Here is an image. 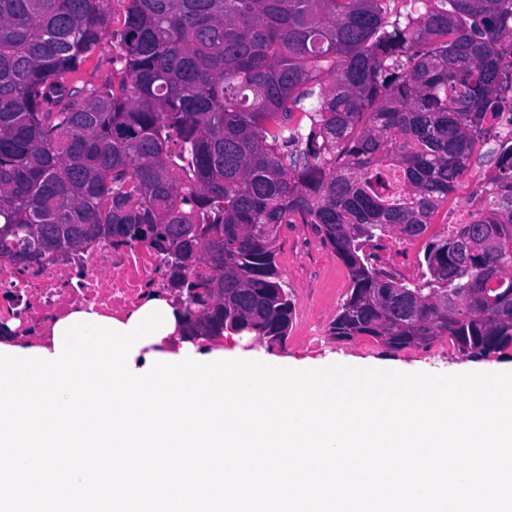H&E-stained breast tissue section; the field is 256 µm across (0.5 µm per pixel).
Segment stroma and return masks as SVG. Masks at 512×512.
<instances>
[{
  "instance_id": "stroma-1",
  "label": "stroma",
  "mask_w": 512,
  "mask_h": 512,
  "mask_svg": "<svg viewBox=\"0 0 512 512\" xmlns=\"http://www.w3.org/2000/svg\"><path fill=\"white\" fill-rule=\"evenodd\" d=\"M494 148L491 141L477 145L468 174L449 194L447 203L434 217L435 223H449L456 209L469 205L480 175L493 167ZM276 263L294 303L291 330L282 344H273L264 338L225 337V348L236 351L241 357L257 356L270 363L392 364L444 375L512 369V349L483 359H469L460 356L444 338L426 347L402 350L390 349L369 336L336 339L330 332L331 323L347 297L350 280L344 265L323 245L310 225L282 226Z\"/></svg>"
}]
</instances>
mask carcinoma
Returning <instances> with one entry per match:
<instances>
[{
  "instance_id": "obj_1",
  "label": "carcinoma",
  "mask_w": 512,
  "mask_h": 512,
  "mask_svg": "<svg viewBox=\"0 0 512 512\" xmlns=\"http://www.w3.org/2000/svg\"><path fill=\"white\" fill-rule=\"evenodd\" d=\"M119 2L114 30L112 0H0L1 243L200 259L212 276L176 286L219 299L205 335L283 342L278 231L309 224L349 274L336 338L512 348V0ZM107 38L122 67L76 85ZM490 139L480 208L418 280L379 269L378 243L421 236Z\"/></svg>"
}]
</instances>
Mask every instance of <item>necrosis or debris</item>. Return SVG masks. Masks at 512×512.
<instances>
[{"label":"necrosis or debris","mask_w":512,"mask_h":512,"mask_svg":"<svg viewBox=\"0 0 512 512\" xmlns=\"http://www.w3.org/2000/svg\"><path fill=\"white\" fill-rule=\"evenodd\" d=\"M172 274L167 254L120 238L27 259L0 250V323L17 339L44 343L74 312L122 320L159 296L175 298Z\"/></svg>","instance_id":"necrosis-or-debris-1"}]
</instances>
